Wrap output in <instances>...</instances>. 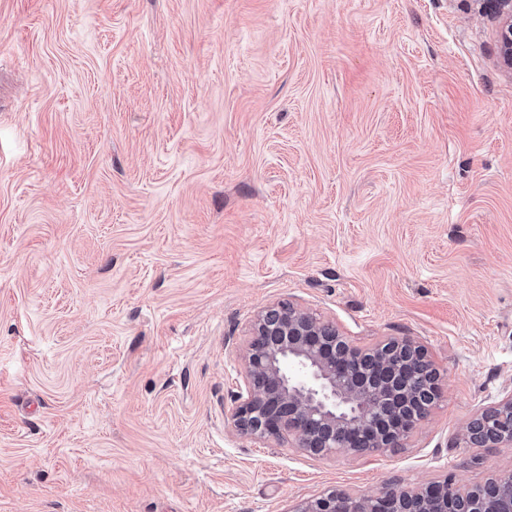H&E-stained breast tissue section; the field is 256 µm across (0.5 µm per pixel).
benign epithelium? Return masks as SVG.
Listing matches in <instances>:
<instances>
[{"instance_id": "obj_1", "label": "benign epithelium", "mask_w": 512, "mask_h": 512, "mask_svg": "<svg viewBox=\"0 0 512 512\" xmlns=\"http://www.w3.org/2000/svg\"><path fill=\"white\" fill-rule=\"evenodd\" d=\"M501 55L512 67V19L501 34ZM404 354L400 364L393 353ZM243 387L232 420L255 441L287 436L315 456L363 454L400 448L426 414L408 412L411 380L429 397L439 374L425 349L407 337L359 348L336 324L289 302L259 311L244 355ZM473 448H512V391L466 423ZM292 512H512V472L497 475L470 494L453 480L403 487L385 484L371 495L350 497L334 489Z\"/></svg>"}]
</instances>
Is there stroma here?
<instances>
[{"mask_svg": "<svg viewBox=\"0 0 512 512\" xmlns=\"http://www.w3.org/2000/svg\"><path fill=\"white\" fill-rule=\"evenodd\" d=\"M498 0H0V512H291L512 471V69ZM407 336L403 448L234 427L257 312ZM463 434L472 448H512V390L477 413Z\"/></svg>", "mask_w": 512, "mask_h": 512, "instance_id": "35a3bbf8", "label": "stroma"}]
</instances>
